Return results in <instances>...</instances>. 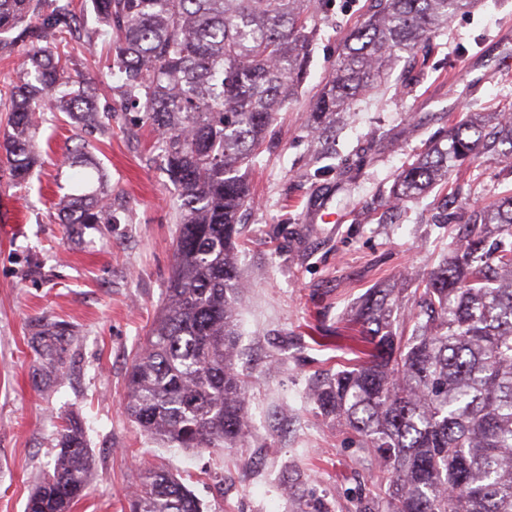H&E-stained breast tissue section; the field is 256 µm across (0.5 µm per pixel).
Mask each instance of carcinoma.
<instances>
[{
  "mask_svg": "<svg viewBox=\"0 0 512 512\" xmlns=\"http://www.w3.org/2000/svg\"><path fill=\"white\" fill-rule=\"evenodd\" d=\"M317 0H89L111 37L120 107L142 109L158 133L164 170L178 190L175 263L166 301L127 374L126 411L138 427L180 448H236L248 431L235 366L234 261L239 211L251 200L240 166L250 162L287 96L304 81ZM474 0H375L340 49L313 111L342 112L385 79L401 53H416ZM74 0H0V56L24 46L23 78L4 92L10 131L0 171L26 180L40 162L42 112L79 126L112 120L90 79L73 74L52 44L90 42ZM448 147L418 157L392 199L416 198L484 156L512 159V111L477 112L451 126ZM507 143L509 148L501 149ZM67 163L97 186L63 202L65 224L112 223V190L82 147ZM406 336L385 331L392 290L360 303L353 367L315 390L321 413L355 432L380 465L384 495L357 512H512V195L473 210L461 245L430 273ZM81 432H61L52 472L24 512H72L88 483ZM141 512H203L175 477L144 470L130 496Z\"/></svg>",
  "mask_w": 512,
  "mask_h": 512,
  "instance_id": "cac0c4a2",
  "label": "carcinoma"
}]
</instances>
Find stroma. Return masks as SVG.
<instances>
[{
	"mask_svg": "<svg viewBox=\"0 0 512 512\" xmlns=\"http://www.w3.org/2000/svg\"><path fill=\"white\" fill-rule=\"evenodd\" d=\"M370 5L329 0L304 83L240 170L252 194L236 250L244 447H164L124 409L127 370L174 265L178 203L140 113L113 112L89 135L47 115L41 165L20 184L0 172V512H24L70 417L92 458L74 512H129L147 463L177 475L203 512H352L373 490L371 454L321 415L313 393L347 365L369 289L394 288L393 325H408L417 289L457 247L470 209L512 195V170L489 159L461 189L440 184L398 206L391 197L397 174L449 126L512 100V0L454 15L414 62H397L319 131L313 104ZM79 142L112 189L114 223L58 218L81 184L65 163ZM58 330L45 351L41 335Z\"/></svg>",
	"mask_w": 512,
	"mask_h": 512,
	"instance_id": "1",
	"label": "stroma"
}]
</instances>
